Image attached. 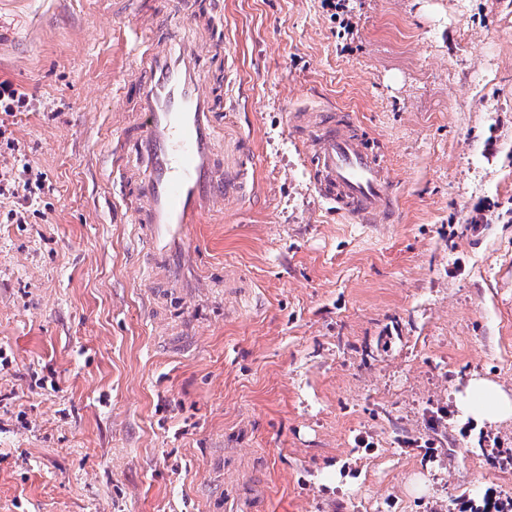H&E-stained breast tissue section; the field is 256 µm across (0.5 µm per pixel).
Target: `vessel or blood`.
Segmentation results:
<instances>
[{
    "mask_svg": "<svg viewBox=\"0 0 512 512\" xmlns=\"http://www.w3.org/2000/svg\"><path fill=\"white\" fill-rule=\"evenodd\" d=\"M222 0H162L138 11L125 46L135 74L124 108L135 115L110 145V176L152 270L176 282L195 244L191 230L224 202V57L214 49ZM317 196L356 224L396 217L395 181L379 147L346 112L299 111Z\"/></svg>",
    "mask_w": 512,
    "mask_h": 512,
    "instance_id": "b4317fda",
    "label": "vessel or blood"
}]
</instances>
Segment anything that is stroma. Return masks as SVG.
I'll list each match as a JSON object with an SVG mask.
<instances>
[{"mask_svg":"<svg viewBox=\"0 0 512 512\" xmlns=\"http://www.w3.org/2000/svg\"><path fill=\"white\" fill-rule=\"evenodd\" d=\"M224 0L226 200L150 285L103 164L129 0H0V512H467L512 501V0ZM352 113L391 224L320 200L291 129ZM23 212V220L12 212ZM30 96L8 80L0 81V112L28 111ZM21 169L17 168L9 171L0 172V196L10 195L14 198H20L19 191L22 192V198L26 200L34 193V186L41 190L43 188L42 181L39 180L38 174L33 180L31 176L32 168L28 163H21ZM35 194V193H34ZM456 405L465 419L476 426L499 423L512 418V398L498 385L473 376L457 398Z\"/></svg>","mask_w":512,"mask_h":512,"instance_id":"35a3bbf8","label":"stroma"}]
</instances>
